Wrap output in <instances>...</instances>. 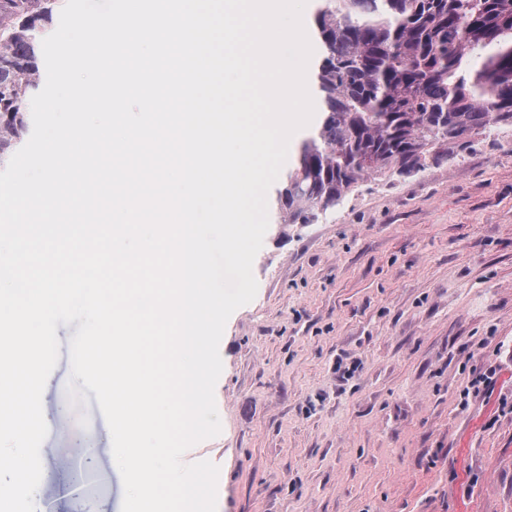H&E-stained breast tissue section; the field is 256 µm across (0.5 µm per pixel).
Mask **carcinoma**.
<instances>
[{"label":"carcinoma","mask_w":512,"mask_h":512,"mask_svg":"<svg viewBox=\"0 0 512 512\" xmlns=\"http://www.w3.org/2000/svg\"><path fill=\"white\" fill-rule=\"evenodd\" d=\"M48 0H0V166L29 131ZM314 25L322 122L278 196L284 224H312L360 180L407 176L512 126V44L473 76L463 58L512 36V0H336Z\"/></svg>","instance_id":"cac0c4a2"}]
</instances>
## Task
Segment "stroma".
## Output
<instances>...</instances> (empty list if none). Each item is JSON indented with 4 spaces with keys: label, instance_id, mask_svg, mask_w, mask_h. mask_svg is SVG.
<instances>
[{
    "label": "stroma",
    "instance_id": "1",
    "mask_svg": "<svg viewBox=\"0 0 512 512\" xmlns=\"http://www.w3.org/2000/svg\"><path fill=\"white\" fill-rule=\"evenodd\" d=\"M267 203L257 294L219 346L222 430L183 457L218 466L217 512H512V127L365 177L313 224ZM77 329H56L37 512H122L98 402L67 395Z\"/></svg>",
    "mask_w": 512,
    "mask_h": 512
}]
</instances>
